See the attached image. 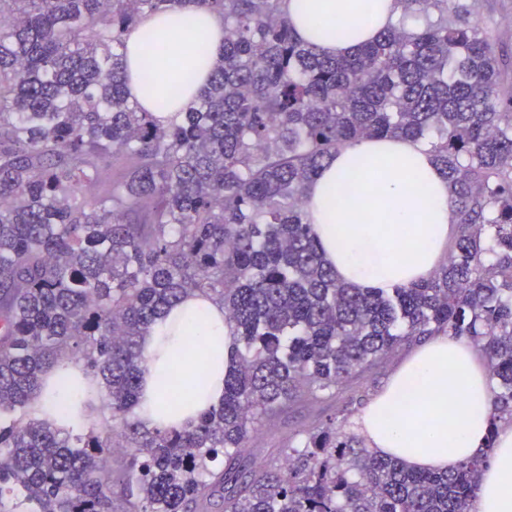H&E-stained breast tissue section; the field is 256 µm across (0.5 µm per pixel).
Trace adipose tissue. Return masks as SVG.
<instances>
[{
	"mask_svg": "<svg viewBox=\"0 0 512 512\" xmlns=\"http://www.w3.org/2000/svg\"><path fill=\"white\" fill-rule=\"evenodd\" d=\"M357 0H282L295 31L333 57L403 20L397 0H383L377 16L361 21ZM342 19L347 36L311 31L308 15ZM164 34L167 54L151 86L139 78V48L147 33ZM127 89L145 107L166 95L183 74L194 81L168 118L186 111L224 52V25L212 12L182 7L149 17L126 37ZM308 218L323 258L339 280L358 288L388 290L429 279L448 254L456 213L429 147L411 139H364L337 151L308 188ZM415 227L414 239L397 237ZM146 366L140 380L142 417L149 427L179 429L221 403L224 377L237 363L238 345L224 322L222 305L193 296L171 308L142 343ZM177 365V381L166 369ZM204 377L201 399L175 408V391L191 390ZM493 383L487 363L463 338H428L402 361L387 385L363 409L359 428L369 448L399 458L411 470L451 471L481 453L489 429ZM471 512H512V425L501 426L486 467L478 476Z\"/></svg>",
	"mask_w": 512,
	"mask_h": 512,
	"instance_id": "ef3b65f1",
	"label": "adipose tissue"
}]
</instances>
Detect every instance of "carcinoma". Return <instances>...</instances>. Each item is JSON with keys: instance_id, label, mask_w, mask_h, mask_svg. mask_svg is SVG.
<instances>
[{"instance_id": "carcinoma-1", "label": "carcinoma", "mask_w": 512, "mask_h": 512, "mask_svg": "<svg viewBox=\"0 0 512 512\" xmlns=\"http://www.w3.org/2000/svg\"><path fill=\"white\" fill-rule=\"evenodd\" d=\"M280 2L0 0V512H469L485 459L435 472L374 454L344 430L361 395L278 458L244 454L290 406L440 333L488 361V442L512 423V58L473 4L397 0L419 29L330 58ZM186 5L224 22V54L164 124L128 96L124 35ZM143 50L164 57L163 36ZM387 137L431 147L457 231L429 279L354 288L323 261L306 190L339 149ZM195 294L224 306L239 362L220 406L150 428L136 412L141 339ZM61 360L87 383L60 377L79 399L38 410ZM92 414L101 427H85Z\"/></svg>"}]
</instances>
